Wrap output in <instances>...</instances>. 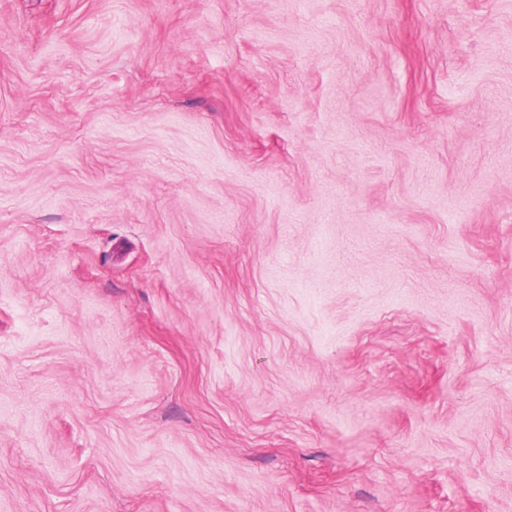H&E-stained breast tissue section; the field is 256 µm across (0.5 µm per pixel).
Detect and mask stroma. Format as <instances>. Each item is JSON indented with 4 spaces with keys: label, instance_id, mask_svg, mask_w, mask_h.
Returning a JSON list of instances; mask_svg holds the SVG:
<instances>
[{
    "label": "stroma",
    "instance_id": "stroma-1",
    "mask_svg": "<svg viewBox=\"0 0 512 512\" xmlns=\"http://www.w3.org/2000/svg\"><path fill=\"white\" fill-rule=\"evenodd\" d=\"M0 512H512V0H0Z\"/></svg>",
    "mask_w": 512,
    "mask_h": 512
}]
</instances>
